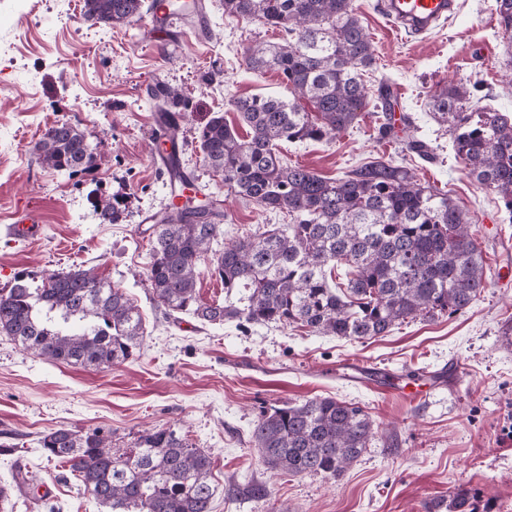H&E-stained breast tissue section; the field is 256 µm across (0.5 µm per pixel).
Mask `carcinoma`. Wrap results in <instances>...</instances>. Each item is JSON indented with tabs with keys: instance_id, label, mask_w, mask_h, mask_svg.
<instances>
[{
	"instance_id": "1",
	"label": "carcinoma",
	"mask_w": 512,
	"mask_h": 512,
	"mask_svg": "<svg viewBox=\"0 0 512 512\" xmlns=\"http://www.w3.org/2000/svg\"><path fill=\"white\" fill-rule=\"evenodd\" d=\"M145 0H84V15L106 27L131 26ZM503 35L512 44V0H496ZM224 16L260 21L291 36L286 44H257L244 57L256 73L275 71L285 97L230 101L246 125L239 134L216 114L198 129L203 166L224 186L288 223L239 236L212 249L224 220L217 197L180 194L156 214L145 276L153 298L175 320L191 314L204 323L298 326L323 336L360 341L384 336L407 319H432L468 308L487 286L482 252L460 205L411 169L375 161L340 178H324L280 157L282 142L333 138L368 105L362 72L376 50L352 0H224ZM155 107L171 133L184 114L181 91L157 82ZM464 85L437 100L455 155L468 174L512 210V117L465 112ZM406 149L433 159L427 143L408 134ZM40 163L70 175L94 165L84 131L45 127L33 145ZM126 196L102 206L103 224L117 223ZM348 268L346 288L329 279ZM224 285V301L196 291L202 269ZM19 271L0 289V333L22 350L53 363L109 368L138 351L142 315L118 287L91 269L46 272L31 287ZM378 433L362 407L314 397L274 407L256 421L251 439L262 459L291 476L336 479L355 464ZM107 512H212L213 457L170 428L145 431L128 452L112 448V431L58 427L40 439ZM425 512H480L470 489L436 498Z\"/></svg>"
}]
</instances>
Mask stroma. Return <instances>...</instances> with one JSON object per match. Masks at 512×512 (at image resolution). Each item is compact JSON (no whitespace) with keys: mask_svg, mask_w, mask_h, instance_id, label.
<instances>
[{"mask_svg":"<svg viewBox=\"0 0 512 512\" xmlns=\"http://www.w3.org/2000/svg\"><path fill=\"white\" fill-rule=\"evenodd\" d=\"M445 27L423 37L397 33L375 0H353L376 47L364 84L405 91L394 137H378V116L365 109L354 127L332 140L282 143L280 152L326 178L375 160L413 169L447 192L473 224L489 283L466 310L431 321L409 320L363 342L315 335L296 327L166 319L144 277L149 234L143 215L169 202L166 177L151 161L156 113L148 89L163 81L182 88L189 121L178 139L186 171L202 169L198 127L215 113L239 125L229 100L278 96L279 75L248 70L255 42L285 43L284 31L258 21H229L224 0H205L207 29L178 23V39L152 47L144 23L107 28L83 16L84 0H0V289L16 272L95 268L139 306L145 336L136 356L106 369L58 365L0 335V485L11 489L5 512H105L77 479L42 455L51 429L104 427L116 448L133 446L144 430L171 428L214 459L213 512H425L431 498L458 485L476 489L494 512H512V442H501L512 413V343L501 331L512 319V213L473 181L452 150L448 128L435 119L432 95L448 84L475 87L470 112L512 116V57L495 0H459ZM213 80H206V73ZM436 157L406 151L405 122ZM68 122L98 143L94 168L68 175L32 152L45 126ZM210 191L224 201L225 240L284 224L282 212H259L228 193L221 178ZM129 196L118 223H101L96 208ZM32 204L43 226L38 240L8 235L5 224ZM359 358L381 372L433 371L457 363L463 379L433 389L418 403L336 379L330 366ZM315 396L363 407L378 435L340 477L288 476L265 466L250 441L270 408ZM255 485L266 499L247 498ZM41 501H34V494Z\"/></svg>","mask_w":512,"mask_h":512,"instance_id":"35a3bbf8","label":"stroma"}]
</instances>
